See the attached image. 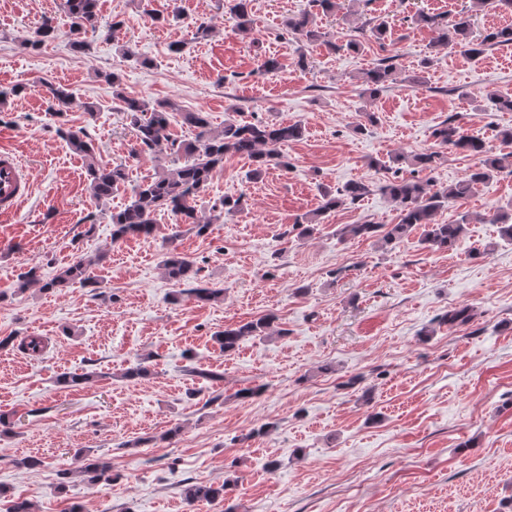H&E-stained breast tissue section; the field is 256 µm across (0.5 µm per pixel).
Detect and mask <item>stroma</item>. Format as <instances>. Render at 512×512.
<instances>
[{
	"label": "stroma",
	"mask_w": 512,
	"mask_h": 512,
	"mask_svg": "<svg viewBox=\"0 0 512 512\" xmlns=\"http://www.w3.org/2000/svg\"><path fill=\"white\" fill-rule=\"evenodd\" d=\"M63 0H0V90L21 93L0 108V148L19 154L31 195L0 219V512L12 500L33 512H512V241L490 218L512 207V174L500 172L468 197L449 201L441 224L470 222L455 249L434 250L414 231L396 243L342 235L348 224H394L397 205L382 194L381 162L428 151L438 155L423 178L439 189L463 179L474 158L438 144L434 129L455 118L495 153L512 152L498 133L512 112L486 97L512 95V46L477 59L435 48L433 34L412 24L417 11L455 17L470 10L474 31L512 25V12L479 9L472 0H340L336 12L311 0H252L250 34L237 31L228 0H100L91 48L71 46ZM311 13L327 44L300 46L288 17ZM53 41L25 47L43 18ZM214 27L191 38L196 19ZM389 21L383 42L332 52L329 41L357 35L369 18ZM181 51H172L173 43ZM306 54V66L297 63ZM398 54L390 87L362 95L359 78L378 58ZM277 58L278 72L259 69ZM430 58L420 68L422 58ZM120 73L126 96L177 105L170 132L194 139L185 112L300 123V140L281 145L288 168L246 177L247 158L229 154L196 205L209 214L227 196H243L239 213L205 235L156 215L151 238L112 239L110 216L159 167L181 158L137 160L130 120L111 85ZM66 87L67 112L46 99L44 83ZM94 104L86 117L83 104ZM364 132H354L356 124ZM83 129L108 165L125 164L128 181L102 202L86 189L83 160L61 128ZM369 185L356 205L322 216L312 236L288 228L317 209L324 191L349 181ZM195 261L198 278L223 289L200 303L170 281L169 247ZM106 253L91 268L99 285L17 292L20 274L42 278L81 258ZM470 308L451 327L448 310ZM275 314L270 335L244 338L231 355L216 331ZM46 344L31 356L17 340ZM222 373L214 384L186 376L184 365ZM145 377L128 380L137 365ZM97 372L95 382L59 386L65 372ZM247 388L251 398H241ZM176 437H168L171 428ZM145 438L140 447L131 440ZM112 461V483L61 482L76 451ZM33 455L42 466L17 469ZM277 469H268L270 460ZM229 483L226 499L187 504L185 482Z\"/></svg>",
	"instance_id": "1"
}]
</instances>
